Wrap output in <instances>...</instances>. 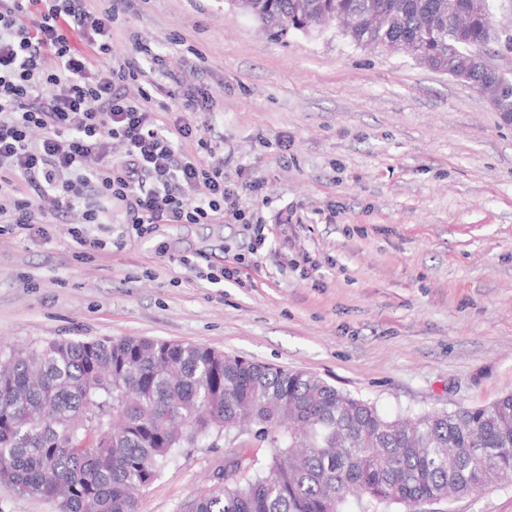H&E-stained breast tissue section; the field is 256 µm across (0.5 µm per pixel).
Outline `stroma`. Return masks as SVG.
<instances>
[{
    "label": "stroma",
    "instance_id": "1",
    "mask_svg": "<svg viewBox=\"0 0 512 512\" xmlns=\"http://www.w3.org/2000/svg\"><path fill=\"white\" fill-rule=\"evenodd\" d=\"M138 34L185 85L242 204L265 226L153 224L122 214L46 235L0 232V341L135 337L210 346L315 373L386 416L451 411L512 390V125L469 84L338 29L274 41L232 0H137L112 30ZM291 223H277L282 212ZM239 281L199 277L225 256ZM223 441L176 452L140 512H180L211 483ZM512 512V484L412 510Z\"/></svg>",
    "mask_w": 512,
    "mask_h": 512
}]
</instances>
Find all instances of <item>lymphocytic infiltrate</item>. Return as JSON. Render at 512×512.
Returning a JSON list of instances; mask_svg holds the SVG:
<instances>
[{
  "label": "lymphocytic infiltrate",
  "mask_w": 512,
  "mask_h": 512,
  "mask_svg": "<svg viewBox=\"0 0 512 512\" xmlns=\"http://www.w3.org/2000/svg\"><path fill=\"white\" fill-rule=\"evenodd\" d=\"M134 2L0 0V223L30 230L76 213L82 225L108 224L116 206L139 230L228 216L252 227L261 250L263 228L240 199L261 196L263 182L229 181L207 161L199 126L161 122L151 91L168 80L171 98L197 112L212 110L209 93L183 87L160 55L113 58V24Z\"/></svg>",
  "instance_id": "f902f5d3"
}]
</instances>
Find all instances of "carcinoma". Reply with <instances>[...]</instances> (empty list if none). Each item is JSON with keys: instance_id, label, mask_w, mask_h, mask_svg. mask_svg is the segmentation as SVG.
Returning <instances> with one entry per match:
<instances>
[{"instance_id": "cac0c4a2", "label": "carcinoma", "mask_w": 512, "mask_h": 512, "mask_svg": "<svg viewBox=\"0 0 512 512\" xmlns=\"http://www.w3.org/2000/svg\"><path fill=\"white\" fill-rule=\"evenodd\" d=\"M237 0L269 36L342 20L351 43L402 49L484 90L491 20L457 0ZM269 448L259 463L242 436ZM224 439L214 483L182 512H389L512 483V391L452 411L383 415L298 369L216 349L134 337L0 342V492L58 512H139L141 491L179 448Z\"/></svg>"}]
</instances>
